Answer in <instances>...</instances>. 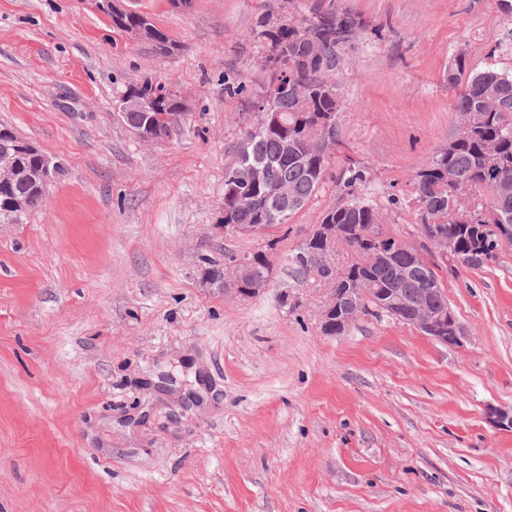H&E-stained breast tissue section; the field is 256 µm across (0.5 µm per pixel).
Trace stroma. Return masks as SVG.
Returning a JSON list of instances; mask_svg holds the SVG:
<instances>
[{"mask_svg": "<svg viewBox=\"0 0 512 512\" xmlns=\"http://www.w3.org/2000/svg\"><path fill=\"white\" fill-rule=\"evenodd\" d=\"M176 42L165 56L90 0H0V123L67 175L0 226V512H512V245L437 265L461 344L389 317L322 331L330 285L288 258L358 194L429 253L412 184L456 133L448 66L512 68L500 0H123ZM346 8L366 27L330 74L338 137L317 195L274 229L254 299L202 279L247 253L218 226L224 170L268 89L257 22ZM150 78L180 93L165 140L117 104ZM246 91L228 94L225 80Z\"/></svg>", "mask_w": 512, "mask_h": 512, "instance_id": "1", "label": "stroma"}]
</instances>
